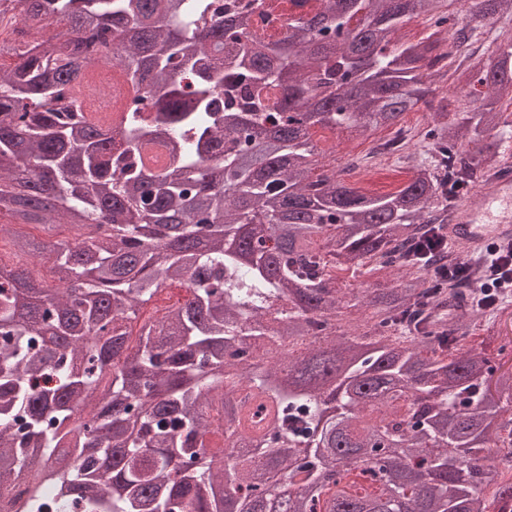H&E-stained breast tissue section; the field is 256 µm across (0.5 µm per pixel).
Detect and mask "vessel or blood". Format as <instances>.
<instances>
[{
	"label": "vessel or blood",
	"instance_id": "b4317fda",
	"mask_svg": "<svg viewBox=\"0 0 512 512\" xmlns=\"http://www.w3.org/2000/svg\"><path fill=\"white\" fill-rule=\"evenodd\" d=\"M449 241L480 250L491 241L512 240V170L465 197L447 229Z\"/></svg>",
	"mask_w": 512,
	"mask_h": 512
}]
</instances>
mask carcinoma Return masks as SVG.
I'll return each mask as SVG.
<instances>
[{
    "label": "carcinoma",
    "instance_id": "obj_1",
    "mask_svg": "<svg viewBox=\"0 0 512 512\" xmlns=\"http://www.w3.org/2000/svg\"><path fill=\"white\" fill-rule=\"evenodd\" d=\"M0 0V240L53 264L46 305L0 283V512H502L512 368L476 344L461 292L413 258L512 139V28L464 86L434 73L512 0ZM420 18L430 33L405 41ZM112 67V124L78 105ZM435 109L411 178L371 194L320 170L319 129ZM40 224L30 239L14 226ZM68 224L74 233L53 231ZM188 298L141 327L139 306ZM265 411L257 428L249 401ZM219 433L243 448L225 468ZM504 453L509 465L486 461ZM53 487V496L44 486ZM250 25L261 36L283 33L288 28V10H256L250 17Z\"/></svg>",
    "mask_w": 512,
    "mask_h": 512
}]
</instances>
